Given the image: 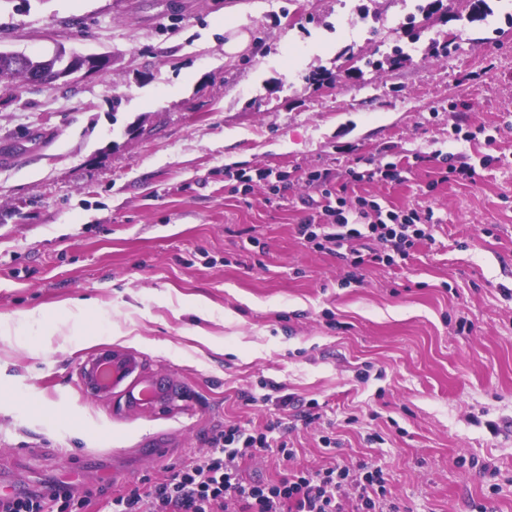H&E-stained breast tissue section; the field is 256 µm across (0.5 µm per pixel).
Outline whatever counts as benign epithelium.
<instances>
[{"label":"benign epithelium","mask_w":512,"mask_h":512,"mask_svg":"<svg viewBox=\"0 0 512 512\" xmlns=\"http://www.w3.org/2000/svg\"><path fill=\"white\" fill-rule=\"evenodd\" d=\"M51 64L50 74L33 71L30 74L31 85L70 81L71 76L82 72L86 75L101 74L112 67V54L108 52L79 53L68 51L59 46L52 53L44 55ZM31 56L8 50H0V68L22 67ZM138 363L129 353L109 350L103 352L83 365L81 377L88 389L96 396L114 398L115 409H139L142 403L136 399L132 389L124 382L137 371Z\"/></svg>","instance_id":"obj_1"}]
</instances>
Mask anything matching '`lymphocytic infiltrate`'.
<instances>
[{"instance_id": "obj_1", "label": "lymphocytic infiltrate", "mask_w": 512, "mask_h": 512, "mask_svg": "<svg viewBox=\"0 0 512 512\" xmlns=\"http://www.w3.org/2000/svg\"><path fill=\"white\" fill-rule=\"evenodd\" d=\"M330 214L333 222L323 237L336 248L350 247V263L355 267L383 260L381 253L365 256L352 249V241L362 239L364 233L376 234L386 250L404 258L426 236L410 215L393 212L388 221L373 222L367 210L341 206ZM211 444L206 461L188 465L144 492L112 497V512H379L385 501L383 470L368 464L356 470L341 462L317 471L295 469L273 484L241 481L238 462L255 453L274 449L294 459L295 450L272 425L254 432L228 424L214 434ZM60 502L76 512H84L90 504L88 497L57 486L40 494L1 498L0 512H54Z\"/></svg>"}]
</instances>
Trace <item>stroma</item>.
<instances>
[{"instance_id":"35a3bbf8","label":"stroma","mask_w":512,"mask_h":512,"mask_svg":"<svg viewBox=\"0 0 512 512\" xmlns=\"http://www.w3.org/2000/svg\"><path fill=\"white\" fill-rule=\"evenodd\" d=\"M253 2L0 0L2 50L112 55L0 97V495L66 485L107 512L218 426L278 422L309 469L380 466L399 512H512V0L481 21L434 0L416 43V0H264L225 56ZM338 190L429 216V239L353 267L298 233ZM108 349L182 399L91 397ZM246 23L245 19L239 17L225 22V32L230 33L228 39L224 42V52L226 54L235 55L248 46L249 34L240 30V26Z\"/></svg>"}]
</instances>
